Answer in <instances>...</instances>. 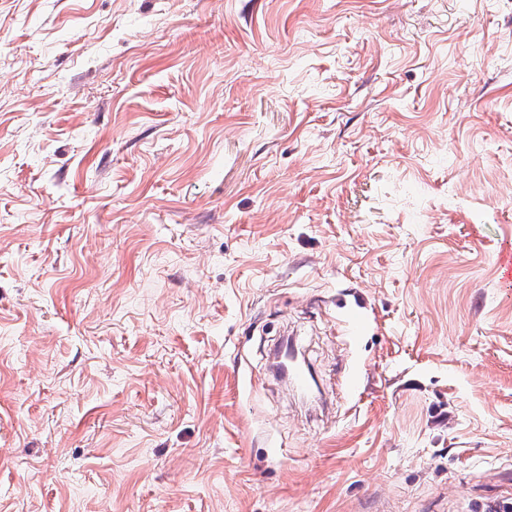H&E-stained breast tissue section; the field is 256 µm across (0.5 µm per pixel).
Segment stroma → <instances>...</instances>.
<instances>
[{
    "mask_svg": "<svg viewBox=\"0 0 512 512\" xmlns=\"http://www.w3.org/2000/svg\"><path fill=\"white\" fill-rule=\"evenodd\" d=\"M507 245L512 0H0V512H490Z\"/></svg>",
    "mask_w": 512,
    "mask_h": 512,
    "instance_id": "stroma-1",
    "label": "stroma"
}]
</instances>
